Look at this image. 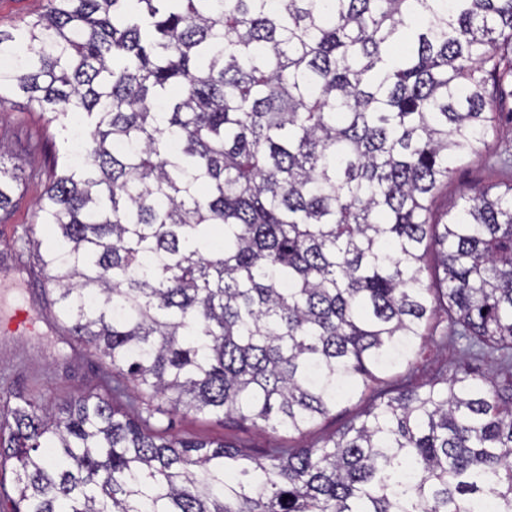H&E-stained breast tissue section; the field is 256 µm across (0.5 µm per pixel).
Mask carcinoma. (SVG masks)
I'll return each instance as SVG.
<instances>
[{
	"label": "carcinoma",
	"instance_id": "obj_1",
	"mask_svg": "<svg viewBox=\"0 0 512 512\" xmlns=\"http://www.w3.org/2000/svg\"><path fill=\"white\" fill-rule=\"evenodd\" d=\"M0 58V104L81 147L41 272L105 364L51 410L0 392L12 512H512V179L432 210L465 158L512 168V0H49ZM441 321L502 379L383 385ZM360 389L320 446L161 425L301 434ZM371 403V392L361 389L351 398L340 402L332 414L310 427L302 434H288L283 430L260 429L249 424H238L231 421L225 423L210 419L193 412L181 411L173 418L172 432L182 436H193L201 439L223 437L229 443L245 447L249 450L270 448L285 444L291 447L304 445H321L325 439L341 429L353 418L361 415Z\"/></svg>",
	"mask_w": 512,
	"mask_h": 512
}]
</instances>
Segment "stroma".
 <instances>
[{
	"label": "stroma",
	"instance_id": "1",
	"mask_svg": "<svg viewBox=\"0 0 512 512\" xmlns=\"http://www.w3.org/2000/svg\"><path fill=\"white\" fill-rule=\"evenodd\" d=\"M0 139L8 143L14 163L26 178L14 197L11 219L0 224V311L25 306L40 317L29 333L0 329V388L22 393L50 409L70 394L99 390L97 358L81 354L74 355L72 363L64 361L71 353L69 337L56 320L49 285L36 274L39 252L31 247L23 256L14 253V242L20 235L45 242L50 239L48 226L40 224L37 217L36 203L51 176L52 155L64 146L63 135L36 105L17 95L0 104ZM510 179L512 171L491 167L486 156L468 157L458 163L452 180L436 195L432 208L435 213H442L452 208L461 193ZM412 361V366L403 365L387 373L386 383L393 387L417 386L435 374L452 373L464 366L490 377L499 371L496 363L468 351L464 341L453 335L444 343L432 339L417 343ZM370 403V392H357L340 402L328 418L300 434L231 421L222 423L186 411L175 415L173 432L201 439L222 437L249 450L279 444L319 445L361 415Z\"/></svg>",
	"mask_w": 512,
	"mask_h": 512
}]
</instances>
